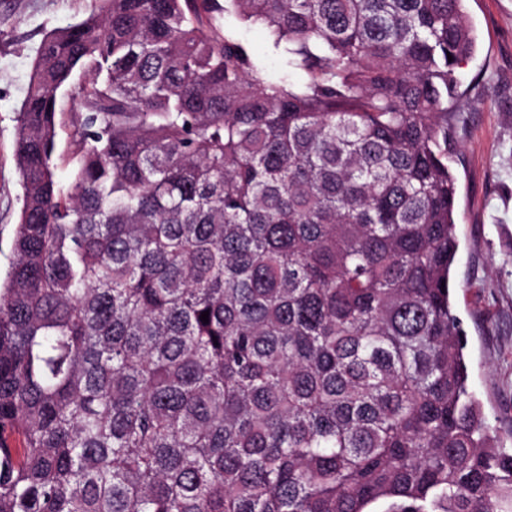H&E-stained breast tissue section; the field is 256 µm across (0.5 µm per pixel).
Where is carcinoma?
Listing matches in <instances>:
<instances>
[{
    "mask_svg": "<svg viewBox=\"0 0 512 512\" xmlns=\"http://www.w3.org/2000/svg\"><path fill=\"white\" fill-rule=\"evenodd\" d=\"M463 2L102 0L45 37L0 512H512L451 299ZM226 29L233 32L257 56L270 80L278 81L281 78L282 62L272 50L270 35L265 27L244 24L232 17L226 20Z\"/></svg>",
    "mask_w": 512,
    "mask_h": 512,
    "instance_id": "1",
    "label": "carcinoma"
}]
</instances>
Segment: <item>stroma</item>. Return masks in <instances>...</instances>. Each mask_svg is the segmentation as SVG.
<instances>
[{"label": "stroma", "instance_id": "35a3bbf8", "mask_svg": "<svg viewBox=\"0 0 512 512\" xmlns=\"http://www.w3.org/2000/svg\"><path fill=\"white\" fill-rule=\"evenodd\" d=\"M476 48L457 70L466 91L448 163L458 181L454 307L466 333L469 390L512 453V0H465ZM99 0H0V272L22 207L16 116L43 38L99 11ZM270 80L283 73L268 30L230 18Z\"/></svg>", "mask_w": 512, "mask_h": 512}]
</instances>
